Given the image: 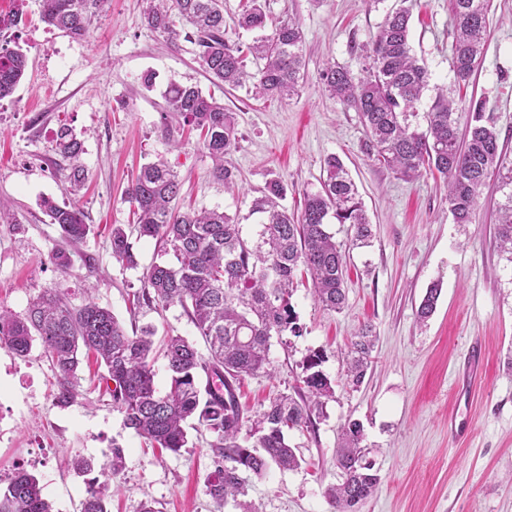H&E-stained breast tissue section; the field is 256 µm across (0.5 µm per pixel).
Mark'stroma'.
<instances>
[{"mask_svg": "<svg viewBox=\"0 0 512 512\" xmlns=\"http://www.w3.org/2000/svg\"><path fill=\"white\" fill-rule=\"evenodd\" d=\"M397 2L266 0L272 18L291 15L300 23L305 79L292 98L262 99L248 82L213 85L195 59L194 44L182 38L170 45L144 25L142 0H111L82 40L50 29L40 0H0L1 15L21 14L18 25L0 31V45L21 47L28 56L20 82L0 100V199L14 217L0 225V307L24 314L33 298L55 286L74 305L90 292L124 327L150 324L158 336L181 335L205 350L180 307L133 306L142 270L154 259V241H135L138 268L112 256V226L133 221L123 201L132 175L165 159L183 180L185 203L230 215L247 214L273 178L287 187L286 209L301 211L331 154L342 159L357 186L375 236L371 246L358 248L345 226L335 228L337 241L346 245V308L327 311L299 286L291 302L302 336L273 338L271 374L246 378L238 390L248 432L270 398L299 387L309 351H324L322 369L335 391L312 428L289 434L303 457L300 468L273 467L249 477L254 512H333L325 489L339 479L336 441L349 419L360 423L380 477L358 512H512V263L494 236L500 195L487 185L472 223H454L443 177L396 178L369 157L358 112L319 83L329 62L361 72L364 45ZM490 5L486 54L461 96L484 102L501 146L512 155V0ZM409 39L431 85L453 87L450 0H417ZM148 71L156 75L150 91L141 81ZM172 80L198 85L235 112L239 142L226 158L237 175L234 188L211 177L198 131L166 129L162 93ZM63 126L80 141L87 174L76 198L66 181L68 163L55 150ZM46 197L78 202L94 228L71 247L64 270L51 260L59 230L40 207ZM435 283L441 287L436 310L420 322L418 306ZM366 323L377 341L372 366L354 389L339 350ZM476 341L482 344L480 380L466 388L460 376ZM104 373L96 363L82 364L78 394L62 405L41 346L22 358L0 342V408L6 412L0 418V478L30 472L53 512H79L95 475L73 470L71 460L103 461L117 443L126 465L111 512H140L146 501L157 512H241L235 502L219 504L206 493L212 433L199 427L190 434L191 447L178 454L146 446L113 411ZM452 417L470 422V433L450 436Z\"/></svg>", "mask_w": 512, "mask_h": 512, "instance_id": "obj_1", "label": "stroma"}]
</instances>
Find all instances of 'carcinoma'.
Wrapping results in <instances>:
<instances>
[{"instance_id": "1", "label": "carcinoma", "mask_w": 512, "mask_h": 512, "mask_svg": "<svg viewBox=\"0 0 512 512\" xmlns=\"http://www.w3.org/2000/svg\"><path fill=\"white\" fill-rule=\"evenodd\" d=\"M108 2L42 0L41 19L66 36L83 39ZM450 3L452 71L455 83L465 86L483 61L490 4ZM411 17L410 4L385 15L366 48L361 77L330 63L320 72V83L329 96L359 113L368 154L398 178L413 181L436 171L446 179L448 209L456 223H472L481 189L495 179L502 195L495 239L512 263V159L500 149L495 125L481 101L465 108L462 100L438 88L423 115L425 128L413 125V109L429 88L430 74L410 44ZM143 19L172 44L180 36L177 26L190 29L186 38L195 45L197 62L214 84L238 86L250 79L257 97L298 94L304 69L301 27L291 16L269 24L264 0H245L237 19L240 28L263 32L249 47L264 61L253 74L246 71L242 47L225 37L222 0H146ZM26 67L22 49L0 48V99L12 93ZM163 97L165 123L200 131L203 148L214 163L212 177L227 189L234 187V169L224 165L238 143L234 113L193 84L172 82ZM57 146L70 161L67 178L79 186L84 170L69 129L58 131ZM180 191L178 175L166 162L145 164L124 193L136 223L114 224L111 233L112 256L130 269L138 268L131 237L156 240V257L144 268L141 288L133 297L147 306L180 307L207 345L204 356L183 336L165 337L166 390H159L155 382V329L145 326L127 332L90 288L79 306L66 301L61 289L47 288L22 315L1 307L0 339L20 357L30 354L34 341L40 342L56 372L62 402L77 395L81 355H95L106 369L105 381L112 382L107 391L113 410L122 415L125 427L154 448L178 454L188 447L193 421L205 424L216 435L210 444L213 471L206 492L217 503L235 501L245 495L243 473L261 475L273 465L288 470L300 466L288 431L312 426L313 415L322 413L334 397L330 379L320 370L324 355L308 354L302 363L304 389L269 401L251 443L240 437L244 416L236 385L271 372L273 337L302 335L291 303L299 269L309 274L312 293L323 307L335 312L345 307L346 255L330 230V219L348 225L353 244L362 247L370 244L372 227L354 181L334 154L323 161L320 188L306 194L296 215L280 204L287 188L278 179L266 183L241 219L218 208L182 212L177 202ZM42 207L59 227L61 244L51 259L66 268L67 247L86 240L91 225L74 202L61 206L45 198ZM440 291L437 284L427 289L417 310L420 320L432 315ZM372 348L373 329L366 325L346 354V377L355 387L365 379ZM201 371L207 380L204 388L198 380ZM362 440L359 423L349 421L341 428L336 449L340 481L326 489L334 512H355L379 483L372 465L363 461ZM124 467V449L114 443L112 455L99 465L103 481L89 487L81 512H109V498L119 490L114 479ZM0 512H52V505L39 479L21 471L0 486Z\"/></svg>"}]
</instances>
